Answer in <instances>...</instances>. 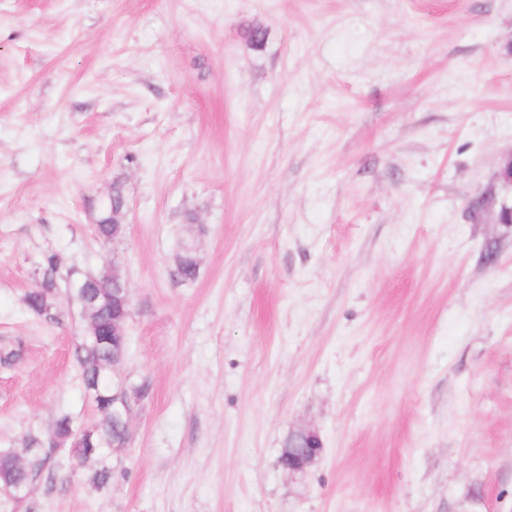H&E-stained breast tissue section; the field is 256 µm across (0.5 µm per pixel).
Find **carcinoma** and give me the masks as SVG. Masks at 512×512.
<instances>
[{
  "label": "carcinoma",
  "mask_w": 512,
  "mask_h": 512,
  "mask_svg": "<svg viewBox=\"0 0 512 512\" xmlns=\"http://www.w3.org/2000/svg\"><path fill=\"white\" fill-rule=\"evenodd\" d=\"M125 210V197L122 186L112 185V194L101 206L99 218L94 224V235L102 244L112 242L115 234L116 214ZM69 284L66 289L68 302H89L98 296L97 306L89 308L80 315L83 323V336L75 347V361L81 373V382L85 393L89 395L97 420L95 445L105 450L114 445L121 434L122 425L112 418V393L117 387L112 380V345L86 336L96 330L105 333L112 308V272L99 271L90 274L63 270L60 255L47 251L39 263V282L37 289L27 293L24 304L28 311L52 323L61 321L63 313L58 305L60 283ZM74 424L72 417L65 413L58 416L51 428L45 432L31 431L21 441V447L29 449L27 466L19 470L7 458L0 457V489L12 487L22 481H35L50 469L52 457L51 437H57ZM98 468L91 476L94 486L107 484L112 478V467L105 452L97 458Z\"/></svg>",
  "instance_id": "cac0c4a2"
}]
</instances>
